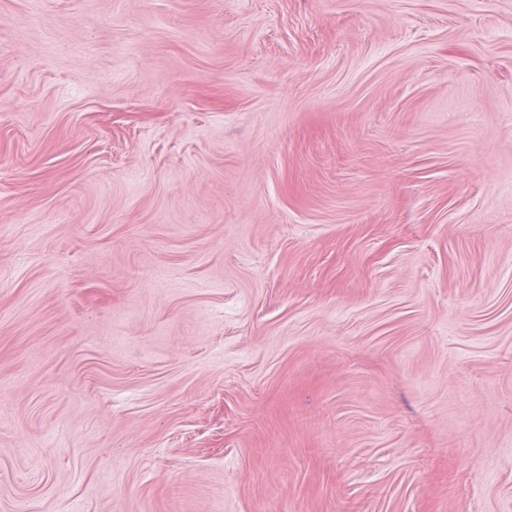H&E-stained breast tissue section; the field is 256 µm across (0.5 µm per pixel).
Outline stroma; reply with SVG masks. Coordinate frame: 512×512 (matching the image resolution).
<instances>
[{
    "mask_svg": "<svg viewBox=\"0 0 512 512\" xmlns=\"http://www.w3.org/2000/svg\"><path fill=\"white\" fill-rule=\"evenodd\" d=\"M0 512H512V0H0Z\"/></svg>",
    "mask_w": 512,
    "mask_h": 512,
    "instance_id": "1",
    "label": "stroma"
}]
</instances>
